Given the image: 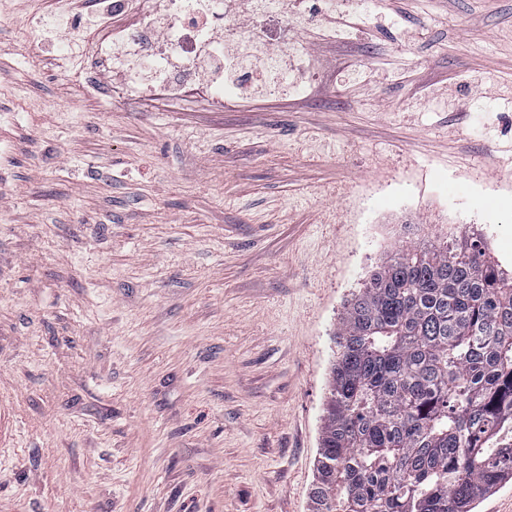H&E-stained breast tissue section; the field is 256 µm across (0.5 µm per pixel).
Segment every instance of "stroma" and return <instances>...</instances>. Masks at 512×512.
Listing matches in <instances>:
<instances>
[{
    "instance_id": "1",
    "label": "stroma",
    "mask_w": 512,
    "mask_h": 512,
    "mask_svg": "<svg viewBox=\"0 0 512 512\" xmlns=\"http://www.w3.org/2000/svg\"><path fill=\"white\" fill-rule=\"evenodd\" d=\"M305 0L233 104L0 0V512H311L336 328L412 241L512 268V0Z\"/></svg>"
}]
</instances>
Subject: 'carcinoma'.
<instances>
[{"label":"carcinoma","mask_w":512,"mask_h":512,"mask_svg":"<svg viewBox=\"0 0 512 512\" xmlns=\"http://www.w3.org/2000/svg\"><path fill=\"white\" fill-rule=\"evenodd\" d=\"M313 512H475L512 479V270L401 246L339 320Z\"/></svg>","instance_id":"obj_1"}]
</instances>
